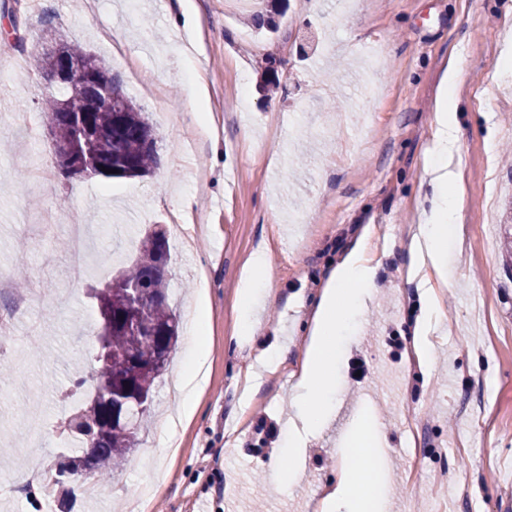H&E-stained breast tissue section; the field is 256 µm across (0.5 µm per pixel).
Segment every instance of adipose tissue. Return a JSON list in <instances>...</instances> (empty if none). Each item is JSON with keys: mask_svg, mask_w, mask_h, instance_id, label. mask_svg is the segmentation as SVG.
I'll return each mask as SVG.
<instances>
[{"mask_svg": "<svg viewBox=\"0 0 512 512\" xmlns=\"http://www.w3.org/2000/svg\"><path fill=\"white\" fill-rule=\"evenodd\" d=\"M460 75L458 64H450L446 69L434 116V145L427 173L437 200L408 235V275L422 278L429 284L423 298V318L415 327L407 348L414 364L423 370L429 369L432 361L424 331L440 314L441 290L448 285L445 242L457 214L456 199L448 194L457 177L452 167L456 136L448 117V100ZM367 252L366 238H359L330 271L311 311L306 347L296 371L294 411L288 420V464L275 469L281 482H292L300 475L304 468L301 448L307 436L324 429L333 416L338 395V362L351 323L366 309L376 275ZM251 267V275L239 290L238 315L239 334L249 342L262 333L261 327L252 320L253 309L258 301L269 296L265 284L268 271L265 249L254 253ZM201 325V317H194V338L187 347L186 366L179 375L180 413L186 418L194 409L200 387L198 376L208 358ZM385 440L386 433L376 421L365 419L359 423L355 436L339 451L341 468L335 483L323 488L316 503L317 512H377L379 492L374 482L365 478L369 462L364 450L384 446Z\"/></svg>", "mask_w": 512, "mask_h": 512, "instance_id": "obj_1", "label": "adipose tissue"}]
</instances>
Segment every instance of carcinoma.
Listing matches in <instances>:
<instances>
[{
	"label": "carcinoma",
	"instance_id": "obj_1",
	"mask_svg": "<svg viewBox=\"0 0 512 512\" xmlns=\"http://www.w3.org/2000/svg\"><path fill=\"white\" fill-rule=\"evenodd\" d=\"M72 60L88 61L95 80L79 89L50 94L43 103L44 121L56 143L65 144L82 157H91L116 169L114 178L143 177L160 164L158 138L146 113L123 92L120 79L96 56L69 44ZM38 72L55 69L57 54H32ZM112 88V108L103 106L100 89ZM150 245L141 246L131 264L112 277V283L94 292L101 316L97 366L90 379L80 378L75 389L92 383L104 388L112 402L127 404L130 427H108L97 406L85 404L68 417L62 434L70 445V473H88L90 484L102 481L121 466L140 444L139 433L148 410H138L135 392H152L164 371L155 360L168 364L178 341L179 319L169 306V276L161 270L170 255L161 230L146 233ZM140 290L134 298L130 288ZM143 322L135 324V312Z\"/></svg>",
	"mask_w": 512,
	"mask_h": 512
}]
</instances>
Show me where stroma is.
<instances>
[{
  "instance_id": "obj_1",
  "label": "stroma",
  "mask_w": 512,
  "mask_h": 512,
  "mask_svg": "<svg viewBox=\"0 0 512 512\" xmlns=\"http://www.w3.org/2000/svg\"><path fill=\"white\" fill-rule=\"evenodd\" d=\"M256 12L278 33L252 27ZM50 31L102 59L147 112L153 173L57 169L42 114L51 89L24 62L50 49ZM1 45L21 66H0V113L26 133L0 125V271L30 289L68 287L69 299L31 310L0 340L12 371L0 378V512H197L202 501L252 512L259 500L266 512H310L365 398L388 427L385 512H433L439 479L462 488L447 512H512V0H32L0 6ZM453 60L459 215L442 320L427 335L435 362L422 374L393 350L420 315L406 232L431 205L424 169ZM22 214L97 226L79 284L65 234L29 231ZM155 228L169 241L180 336L203 303L208 361L193 415L166 433L151 424L150 466L124 465L96 495L30 498L14 479L64 455L58 425L76 402L61 393L91 373L90 290ZM365 234L374 296L344 349L336 417L307 437L304 473L283 488L267 469L286 452L293 366L273 350L300 352L328 274ZM261 246L275 299L257 311L270 336L250 345L237 336L239 287ZM265 419L278 428L271 443Z\"/></svg>"
}]
</instances>
